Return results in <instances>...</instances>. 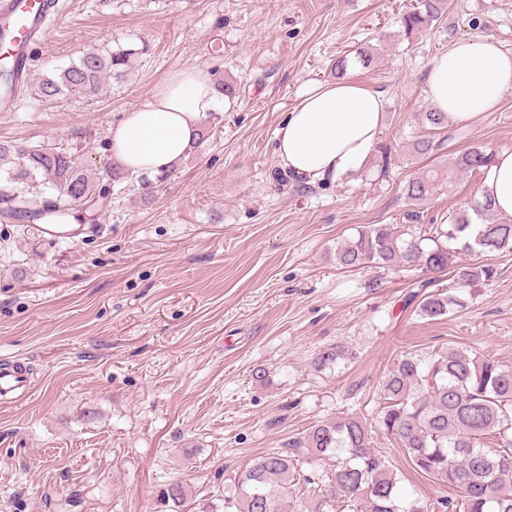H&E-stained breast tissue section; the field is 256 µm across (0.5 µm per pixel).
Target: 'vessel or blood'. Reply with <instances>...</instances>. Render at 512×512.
Here are the masks:
<instances>
[{"mask_svg": "<svg viewBox=\"0 0 512 512\" xmlns=\"http://www.w3.org/2000/svg\"><path fill=\"white\" fill-rule=\"evenodd\" d=\"M59 0H0V17L8 26L0 35V54L8 56L17 84L27 83L36 53L47 35L48 21L57 13ZM29 380L20 362H0V397L27 394Z\"/></svg>", "mask_w": 512, "mask_h": 512, "instance_id": "1", "label": "vessel or blood"}]
</instances>
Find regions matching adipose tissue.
I'll use <instances>...</instances> for the list:
<instances>
[{
	"mask_svg": "<svg viewBox=\"0 0 512 512\" xmlns=\"http://www.w3.org/2000/svg\"><path fill=\"white\" fill-rule=\"evenodd\" d=\"M512 87V54L490 39L456 41L425 78L432 106L468 122L494 110ZM220 95L210 74L188 67L172 73L150 99L109 131L108 147L135 174H162L189 151ZM384 98L360 81L314 82L298 96L276 131V154L288 170L333 182L360 171L383 129ZM483 192L498 213L512 216V151L496 152Z\"/></svg>",
	"mask_w": 512,
	"mask_h": 512,
	"instance_id": "1",
	"label": "adipose tissue"
}]
</instances>
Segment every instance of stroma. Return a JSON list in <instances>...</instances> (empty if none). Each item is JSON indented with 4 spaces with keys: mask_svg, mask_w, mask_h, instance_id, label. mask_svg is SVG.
<instances>
[{
    "mask_svg": "<svg viewBox=\"0 0 512 512\" xmlns=\"http://www.w3.org/2000/svg\"><path fill=\"white\" fill-rule=\"evenodd\" d=\"M415 0H64L35 77L91 49L145 47L123 81L54 101L25 91L0 112V140L68 147L95 172L110 128L173 72L199 67L235 88L208 139L167 179L120 181L112 205L68 220L50 240L0 224V360L28 366L29 396L0 402V512H224L233 478L322 420L373 421L398 356L456 345L512 368V249L478 257L449 241L451 267L484 259L495 277L458 290L460 307L428 320L404 298L426 272L372 264L346 272L336 245L359 227L422 235L480 197L457 174L408 221L404 187L425 167V75L461 39L512 52V0H448L441 21L405 35ZM372 49L362 66L355 51ZM347 77L385 101L378 156L357 173L278 187L276 130L311 81ZM451 143L512 150V88ZM449 271L438 287L451 286ZM343 355L316 368L320 350ZM267 371L264 381L254 372ZM407 499L454 497L415 473L399 443L375 435ZM173 482L185 507L164 502Z\"/></svg>",
    "mask_w": 512,
    "mask_h": 512,
    "instance_id": "stroma-1",
    "label": "stroma"
}]
</instances>
